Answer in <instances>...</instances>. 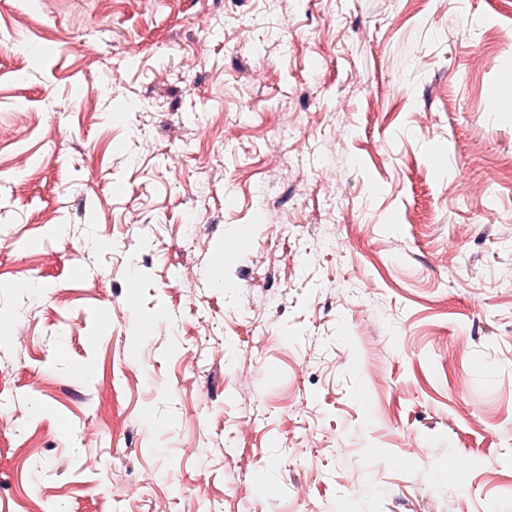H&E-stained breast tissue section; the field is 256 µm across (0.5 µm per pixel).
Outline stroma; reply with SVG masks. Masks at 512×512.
Returning <instances> with one entry per match:
<instances>
[{
    "mask_svg": "<svg viewBox=\"0 0 512 512\" xmlns=\"http://www.w3.org/2000/svg\"><path fill=\"white\" fill-rule=\"evenodd\" d=\"M508 55L512 0H0V512H512Z\"/></svg>",
    "mask_w": 512,
    "mask_h": 512,
    "instance_id": "35a3bbf8",
    "label": "stroma"
}]
</instances>
